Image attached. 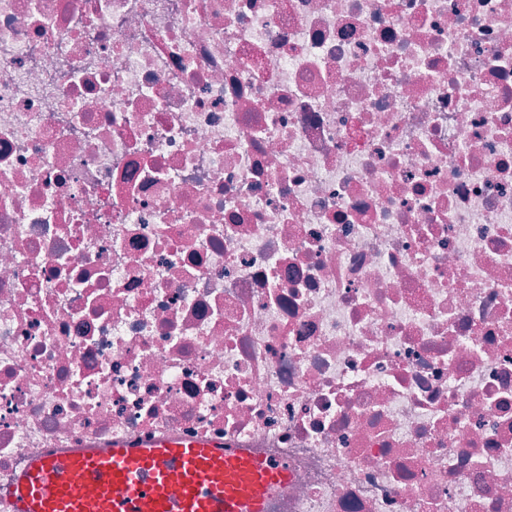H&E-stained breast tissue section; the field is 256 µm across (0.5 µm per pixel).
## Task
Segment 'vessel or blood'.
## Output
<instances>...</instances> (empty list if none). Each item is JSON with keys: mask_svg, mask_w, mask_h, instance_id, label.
<instances>
[{"mask_svg": "<svg viewBox=\"0 0 512 512\" xmlns=\"http://www.w3.org/2000/svg\"><path fill=\"white\" fill-rule=\"evenodd\" d=\"M285 466L179 437L33 460L10 484L12 512H266Z\"/></svg>", "mask_w": 512, "mask_h": 512, "instance_id": "1", "label": "vessel or blood"}]
</instances>
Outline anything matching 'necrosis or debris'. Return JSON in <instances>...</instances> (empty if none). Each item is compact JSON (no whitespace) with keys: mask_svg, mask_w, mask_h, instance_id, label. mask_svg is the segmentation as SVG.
I'll return each instance as SVG.
<instances>
[{"mask_svg":"<svg viewBox=\"0 0 512 512\" xmlns=\"http://www.w3.org/2000/svg\"><path fill=\"white\" fill-rule=\"evenodd\" d=\"M169 436L512 512V0H0V492Z\"/></svg>","mask_w":512,"mask_h":512,"instance_id":"1","label":"necrosis or debris"}]
</instances>
